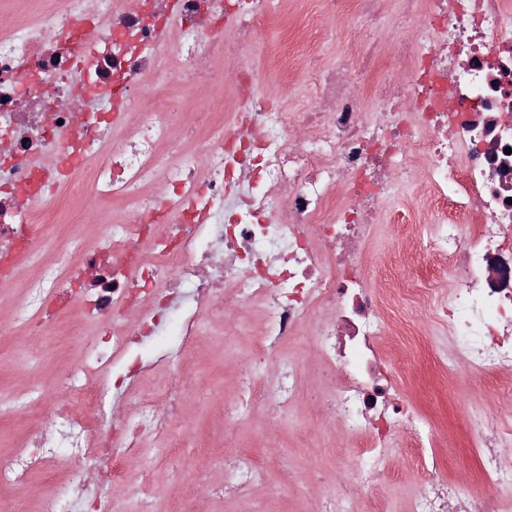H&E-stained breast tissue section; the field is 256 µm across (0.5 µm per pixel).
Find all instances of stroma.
Instances as JSON below:
<instances>
[{"label":"stroma","instance_id":"obj_1","mask_svg":"<svg viewBox=\"0 0 512 512\" xmlns=\"http://www.w3.org/2000/svg\"><path fill=\"white\" fill-rule=\"evenodd\" d=\"M318 9V0H306L288 35L312 37L324 61L332 63L347 48L348 30L308 31ZM410 203L425 213L433 209L423 190L409 200H390L387 215L367 248V269L373 281L386 283L393 290L388 309L395 326L386 332L387 368L416 408L438 424L436 452L453 480H473L479 473V457L461 421L478 418L491 408L512 416V400L498 394L501 385L512 382V368L495 374L453 375L439 368L434 355L448 339L439 335L432 307L416 301L408 291L435 281L447 284L448 264L418 251L421 227L402 219ZM259 329L254 313L246 311L225 326L204 324L198 344L184 351L191 390L184 396L175 425L187 433L206 435L208 445L181 449L180 471L187 474L207 463L220 483L224 480L220 460L224 450L253 452L264 459L270 481L286 483L288 495L271 502L267 488L261 487L246 499L228 495L219 500L197 491L189 502L190 512H322L337 470L346 467L351 452L361 446V438L346 437L323 422L317 390L309 384L300 388L298 399L279 413L276 423H269L264 409L257 408L238 427L224 428L220 412L225 402L239 393ZM84 339L85 331L76 321L65 331L55 322H47L44 336L35 342L11 335L0 338V393L31 386L41 393L30 415L0 421V467L14 462L30 429L52 435L56 378L67 366L79 363ZM124 470L123 492L128 498L143 476H150L156 512H165L170 501L185 493L184 483L174 482L168 470H151L146 459L129 460ZM394 470V477L383 487L386 512H403L423 474L416 459L406 454L396 458Z\"/></svg>","mask_w":512,"mask_h":512}]
</instances>
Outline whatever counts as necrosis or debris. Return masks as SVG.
Returning <instances> with one entry per match:
<instances>
[{
    "label": "necrosis or debris",
    "mask_w": 512,
    "mask_h": 512,
    "mask_svg": "<svg viewBox=\"0 0 512 512\" xmlns=\"http://www.w3.org/2000/svg\"><path fill=\"white\" fill-rule=\"evenodd\" d=\"M35 22L0 28V281L28 272L13 328L39 335L46 318L94 326L82 361L67 370L56 436L33 432L0 468V489L35 474L56 477L42 512H93L100 490L77 473L119 466L130 455L169 464L184 445L174 422L189 385L180 360L202 323L259 307L253 375L224 423L255 407L290 406L303 378L283 358L309 331L323 372L322 412L350 436H367L351 458L356 485L385 481L408 426L433 444L386 369L380 340L391 291L371 282L364 246L383 206L415 186L438 215L424 251L448 260V292L433 302L456 344L446 371L512 367V0H402L405 30L389 52L372 31L386 0H320L322 23L352 19L362 38L339 64L309 57L314 91L300 109L257 96L256 83L291 69L288 47L269 42L289 22L263 0H49ZM253 49L217 106L181 112L174 86L224 82V59ZM240 130L218 137L225 113ZM135 125L138 133L124 135ZM112 201L119 215L94 246L61 235L54 263L34 267L45 225L72 196ZM96 269L85 279L83 273ZM179 342L162 383L143 387L137 340ZM125 402L124 415L110 413ZM94 416L97 428L85 420ZM481 469L470 491L439 467L424 469L407 512H512V426L490 411L467 424ZM266 482L255 457L224 462L219 496L250 495Z\"/></svg>",
    "instance_id": "necrosis-or-debris-1"
}]
</instances>
